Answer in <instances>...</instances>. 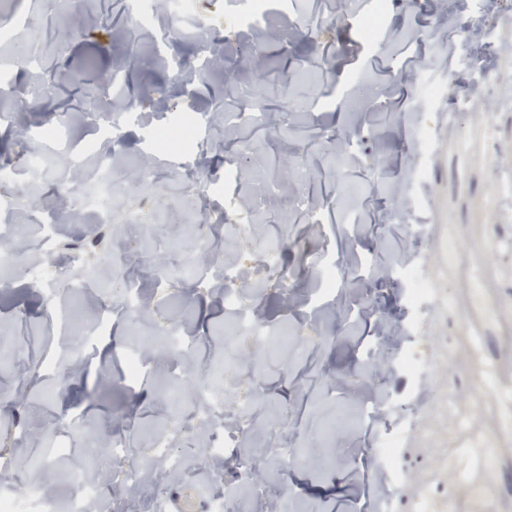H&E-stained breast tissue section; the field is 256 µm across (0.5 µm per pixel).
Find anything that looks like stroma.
Listing matches in <instances>:
<instances>
[{
  "mask_svg": "<svg viewBox=\"0 0 512 512\" xmlns=\"http://www.w3.org/2000/svg\"><path fill=\"white\" fill-rule=\"evenodd\" d=\"M251 0H0V26L27 13L34 19L17 46L0 45V113H18L31 129L68 114L65 151L32 163L31 148L15 126L0 125V163L13 164L18 204L41 210L43 221L68 211L81 184L74 166L93 173L95 132L112 139L121 164L117 209H139L153 224L67 228L65 241L96 252L95 291L67 289L56 269L55 288L37 284L27 254L0 269V336L19 355L0 361V451L25 456L21 477L58 512L77 472L117 469L104 447L121 435L145 460L157 436L181 422L175 440L187 452L184 469L155 489L165 499L201 491L205 430L158 398L184 370L174 350L182 341L165 327L185 324L197 364L226 365L228 384L261 395L256 422L262 434L244 436L227 458H262L273 446H293L310 464L291 469L288 484L300 512H362L384 479L372 450L395 434L404 444L408 479L405 505L468 499L473 512H512V110L488 102L486 110L456 111L470 93L472 62L512 75V10L501 0H389L375 33L363 18L378 0H268L264 23L245 28ZM141 10L149 27L131 30L129 12ZM188 64L215 56L218 66L178 75L163 55ZM438 94L424 100L425 87ZM259 100L266 115L245 124L237 113ZM202 116L188 153L157 158L153 179L139 184L153 129L177 113ZM428 131L432 150L416 140ZM200 166L205 187L199 211L189 210L184 169ZM301 197L289 213L279 195ZM214 225L212 251L225 255L269 325L288 324L311 341L276 357L249 362L244 341L231 336L220 292L223 267L204 276L210 285L185 295L142 280L144 317L113 306L119 273L108 263L105 234L127 252L158 258L165 273L197 253L200 213ZM251 224L257 239L283 237L288 292L260 289L263 252L225 233V221ZM177 235L181 249L166 247ZM417 264L439 284L440 304L415 314L406 286L382 268L395 260ZM335 266L345 283L325 307L312 311L317 272L312 261ZM82 322L103 318L89 336L85 357L55 325L62 304ZM402 330L399 343L377 334L381 315ZM431 339L436 365L411 379L398 371L400 349ZM139 348L147 373L122 380L120 356ZM69 356L79 376L47 370ZM489 367L496 390L477 387L474 365ZM452 396L447 416L430 407L435 395ZM334 422L337 438L323 428ZM69 448L58 465L43 466L40 443Z\"/></svg>",
  "mask_w": 512,
  "mask_h": 512,
  "instance_id": "35a3bbf8",
  "label": "stroma"
}]
</instances>
